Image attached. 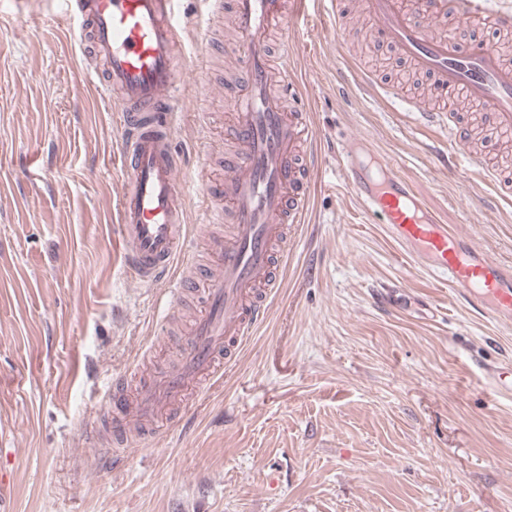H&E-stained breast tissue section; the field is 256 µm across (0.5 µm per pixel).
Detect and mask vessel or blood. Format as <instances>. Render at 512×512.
Masks as SVG:
<instances>
[{"label": "vessel or blood", "instance_id": "obj_1", "mask_svg": "<svg viewBox=\"0 0 512 512\" xmlns=\"http://www.w3.org/2000/svg\"><path fill=\"white\" fill-rule=\"evenodd\" d=\"M74 35L88 55L102 64L95 77L107 95L122 104V167L127 177L118 230L124 263L140 282H166L171 295H197L189 345L175 369L140 375L136 392L108 394L106 406L119 414L116 442L130 425L188 402L196 383L224 373L228 354L247 343L264 320L266 303L281 279L275 272L274 239H287L288 227L306 220L310 175L316 164L301 146L311 138L306 113L285 104L301 89L282 39L280 63L266 43L275 25L293 17L285 0H232L240 33L238 53L243 86L232 94L236 150L224 161V180L215 189L230 209L203 205L202 224L231 218L225 237L212 238L220 250L216 271L198 270L188 255L190 226L175 173L178 157L172 128L183 98L177 91L180 26L176 0H62ZM398 52L431 77L445 93L465 92L492 112L499 133L512 132V67L496 48L462 49L453 38L430 39L424 24L448 15L469 19L492 16L512 31V12L493 9L490 0H361ZM362 138L341 147L345 181L375 223L385 225L410 261L446 281L455 294L486 316H512V271L471 245L427 207L402 174L368 177L358 153Z\"/></svg>", "mask_w": 512, "mask_h": 512}]
</instances>
